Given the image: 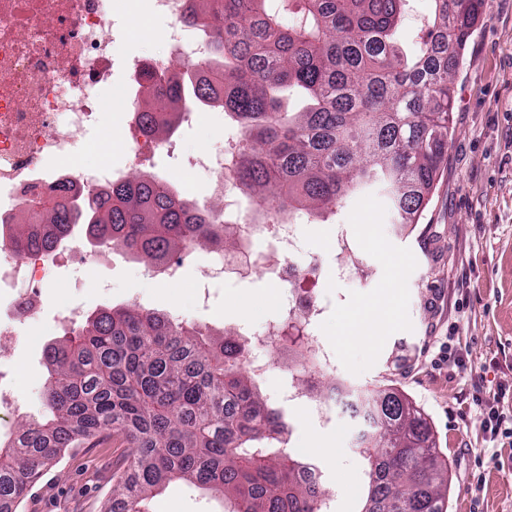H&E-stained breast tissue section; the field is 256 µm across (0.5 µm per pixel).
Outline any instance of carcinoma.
<instances>
[{"mask_svg": "<svg viewBox=\"0 0 512 512\" xmlns=\"http://www.w3.org/2000/svg\"><path fill=\"white\" fill-rule=\"evenodd\" d=\"M188 26L209 38L200 62L172 59L142 76L135 112L163 140L193 99L235 123L243 145L236 186L256 218L306 210L331 223L348 200L383 188L400 224H417L447 162L453 79L482 0H435L409 53L397 33L410 0H189ZM294 89L292 112L280 91ZM230 221L199 209L171 182L133 170L89 193L62 180L14 222L19 255L54 249L79 232L93 248L152 265L224 242ZM308 338L281 322L270 346ZM237 338L140 307L92 312L47 346L44 414L0 445V512H11L64 448L112 430L133 445L112 476L119 512H149L183 480L223 498V512H322L328 494L302 481L309 465L285 448L283 412L258 392ZM360 453L373 512H443L448 465L415 403L366 391Z\"/></svg>", "mask_w": 512, "mask_h": 512, "instance_id": "obj_1", "label": "carcinoma"}]
</instances>
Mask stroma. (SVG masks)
I'll list each match as a JSON object with an SVG mask.
<instances>
[{"label": "stroma", "mask_w": 512, "mask_h": 512, "mask_svg": "<svg viewBox=\"0 0 512 512\" xmlns=\"http://www.w3.org/2000/svg\"><path fill=\"white\" fill-rule=\"evenodd\" d=\"M118 45L123 54L159 56L167 24L134 18ZM453 137L448 161L434 183L418 224L393 221V203L374 189L345 204L335 224L348 247H331L333 226L303 221L301 255L324 258L330 308L319 332L336 359L318 386L350 392L393 387L427 414L448 462L444 512H512V441H489L483 408L494 393L512 398V0H483L478 26L454 77ZM218 109L186 106L173 134V156L160 157L157 172L186 179L205 198L206 174L184 177L189 155L237 136ZM211 257L196 249L181 283L143 275V261L114 254L101 291L76 289L75 271L50 269L51 288L42 313L23 328L11 370L26 408L8 420L16 428L35 413L48 377L47 346L61 335L54 326L62 305L84 301L88 309L132 304L205 325L214 337L263 333L278 320L280 289L261 273H226L207 310L195 309L191 287ZM384 317L370 341L354 338L373 310ZM288 446L301 462L324 473L334 512H361L367 496V462L359 451L366 423L336 410L315 424L285 405ZM131 451L111 432L90 448H71L31 488L23 512H106L112 472ZM219 500L183 483L169 485L151 502L152 512H218Z\"/></svg>", "instance_id": "1"}]
</instances>
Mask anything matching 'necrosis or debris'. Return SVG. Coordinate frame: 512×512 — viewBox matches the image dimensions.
Instances as JSON below:
<instances>
[{"label":"necrosis or debris","mask_w":512,"mask_h":512,"mask_svg":"<svg viewBox=\"0 0 512 512\" xmlns=\"http://www.w3.org/2000/svg\"><path fill=\"white\" fill-rule=\"evenodd\" d=\"M187 0H0V219L9 220L22 199H33L63 177L99 189L121 181L126 171L80 164L88 132L102 131L105 103L100 87L122 82L132 87L144 70L160 66L157 57L118 56L128 15L161 17L169 24V55L204 56L209 39L187 27ZM240 141L195 154L191 171L209 178L202 208L223 215L237 207L230 178ZM238 260L261 272L281 290V315L300 317L315 327L325 313V279L318 259L299 254V227L276 220L254 224L245 216L235 226ZM271 248L256 255L255 239ZM54 253L18 255L0 243V362L10 361L5 345L17 342L19 328L36 318L49 288L46 270Z\"/></svg>","instance_id":"obj_1"}]
</instances>
